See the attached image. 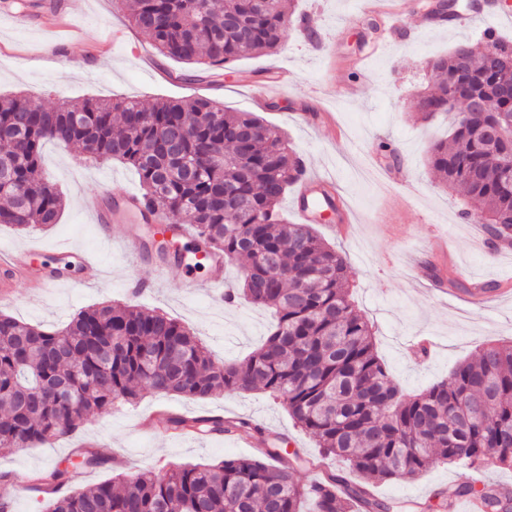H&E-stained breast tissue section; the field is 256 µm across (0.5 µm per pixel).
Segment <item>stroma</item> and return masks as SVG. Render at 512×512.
Returning <instances> with one entry per match:
<instances>
[{
    "instance_id": "obj_1",
    "label": "stroma",
    "mask_w": 512,
    "mask_h": 512,
    "mask_svg": "<svg viewBox=\"0 0 512 512\" xmlns=\"http://www.w3.org/2000/svg\"><path fill=\"white\" fill-rule=\"evenodd\" d=\"M23 0H0V96L35 95L50 108L70 101L134 97L155 99L209 98L230 112H252L283 132L290 147L314 172L335 179L337 187L361 220L350 233L337 221L317 225V232L348 261L350 291L358 309L375 330L376 348L403 393L413 394L448 378L454 366L471 359L485 344L512 343V256L480 248L473 223L459 221L463 198L442 184L428 165L429 149L446 139V115L421 120L415 98L433 85L430 61L448 55L460 43L477 42L487 20L512 12V0H479L482 21L464 28L431 25L423 0H407L419 26L405 42H388L389 21L396 0H295V11L310 15L314 28L332 46V67L307 50L305 38L288 28L273 52L245 56L222 77L202 74L200 66L160 55L148 35L135 28L125 0H62L67 20L58 25L32 18L16 23ZM375 20L383 51L363 46L364 23ZM288 68L293 80L272 104L257 102L253 86L271 83L273 67ZM390 143L398 159L378 152ZM43 166L61 191L65 206L58 224L27 232L0 225V248L42 247L36 267L69 264L71 283L47 291L31 304L27 280H15L0 313L50 330H62L81 309L101 304L139 305L168 314L188 327L210 349L215 360H240L256 350L273 323L269 310L243 304L230 307L217 298L189 293L181 269L175 268L155 291L135 297L126 284L152 276L149 265L131 261L116 246L124 232L117 225L88 221L85 197L102 192L139 190V177L120 162L94 164L74 145L48 143ZM432 239L445 241L442 272L462 286L447 295L426 290L415 280L412 265ZM95 252L104 274L85 285L79 263L69 250ZM486 288L497 303L479 308L470 289ZM430 337L427 355L410 353V337ZM165 407L173 413L242 416L280 433L288 451L317 454L315 441L298 427L282 400L263 389L217 394L205 399L144 391L134 404H119L90 416L73 437L33 448H0V475L34 473L49 464H68L82 442L98 441L103 466L84 471L72 487L83 490L112 478L114 457L133 470L153 466L213 464L248 455L243 442L223 435L205 438L140 430L139 416ZM465 482L491 484L512 493V467L489 472L464 465L436 464L420 477L379 482L373 489L389 512H452L441 504L442 490Z\"/></svg>"
}]
</instances>
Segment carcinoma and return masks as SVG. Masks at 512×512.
<instances>
[{
  "label": "carcinoma",
  "mask_w": 512,
  "mask_h": 512,
  "mask_svg": "<svg viewBox=\"0 0 512 512\" xmlns=\"http://www.w3.org/2000/svg\"><path fill=\"white\" fill-rule=\"evenodd\" d=\"M130 18L164 56L205 70L276 49L293 13L285 0H131ZM242 15L241 34L224 19ZM512 61V45L487 33L430 63L435 89L418 97L424 117L446 112L452 87L468 99L489 98ZM512 115V98L457 112L450 140L432 145L429 164L450 187L479 203L461 216L494 234L512 215L504 171L512 143L490 130ZM77 145L86 159L134 167L142 197L185 216L195 250L221 252L238 265L242 299L270 309L273 330L240 362L215 361L176 319L138 306L81 310L62 331L0 314V448H24L69 436L92 414L132 404L146 388L207 398L257 386L282 397L295 423L326 456L341 459L360 481L332 470L307 486L296 468L313 458L281 451L282 437L242 417L170 413L172 430L218 435L256 432L257 454L213 465L124 472L87 490L60 494L75 471L105 460L76 449L73 468L51 464L29 489L52 496L48 512H386L375 479H414L435 463L474 468L512 463V344L480 349L446 381L405 395L375 350L372 325L350 299L347 261L311 224L279 215L302 159L285 136L250 112H226L207 99L86 100L45 109L30 95L0 97V224L19 231L58 221L62 198L42 168L47 142ZM454 496L478 497L484 512H512V497L473 483Z\"/></svg>",
  "instance_id": "obj_1"
}]
</instances>
